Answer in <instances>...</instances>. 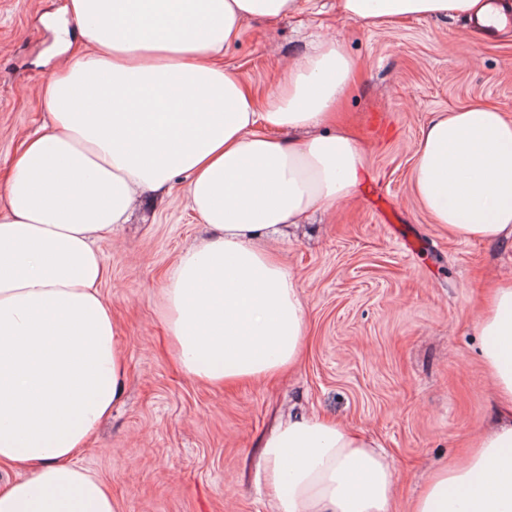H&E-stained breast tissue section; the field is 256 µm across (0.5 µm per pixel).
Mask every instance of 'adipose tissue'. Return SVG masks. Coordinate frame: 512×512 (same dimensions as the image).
I'll list each match as a JSON object with an SVG mask.
<instances>
[{
	"instance_id": "obj_1",
	"label": "adipose tissue",
	"mask_w": 512,
	"mask_h": 512,
	"mask_svg": "<svg viewBox=\"0 0 512 512\" xmlns=\"http://www.w3.org/2000/svg\"><path fill=\"white\" fill-rule=\"evenodd\" d=\"M344 21L386 28L447 15L486 23L490 0H337ZM305 0H69L89 53L39 89L53 133L0 187V463L19 476L0 512H118L75 458L123 393L122 352L95 246L136 196L184 177L208 241L164 281L168 333L192 378L233 386L294 365L306 339L297 280L269 241L351 199L364 150L338 109L356 60L323 36L264 104L219 59L254 19ZM303 130V140L283 132ZM413 192L464 240L512 237V117L482 103L436 113L414 146ZM474 328L496 425L428 476L412 512H512V282L490 287ZM278 512H389L396 471L372 440L300 416L264 442Z\"/></svg>"
}]
</instances>
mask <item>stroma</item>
Listing matches in <instances>:
<instances>
[{
    "label": "stroma",
    "mask_w": 512,
    "mask_h": 512,
    "mask_svg": "<svg viewBox=\"0 0 512 512\" xmlns=\"http://www.w3.org/2000/svg\"><path fill=\"white\" fill-rule=\"evenodd\" d=\"M66 4L0 0V185L21 145L44 131L38 89L58 66L49 19ZM321 34L342 39L359 65L341 112L365 173L352 199L276 245L307 303L295 368L225 388L174 359L163 278L205 236L183 182L167 196L145 193L130 224L97 243L124 391L76 462L122 512H277L258 456L279 421L300 415L377 441L398 474L391 512H410L426 478L495 418L473 321L485 284L512 279V240L448 234L417 202L411 171L434 113L481 101L512 116V39L474 38L455 16L361 29L338 17L336 0H311L276 23L248 22L220 63L262 100Z\"/></svg>",
    "instance_id": "1"
}]
</instances>
